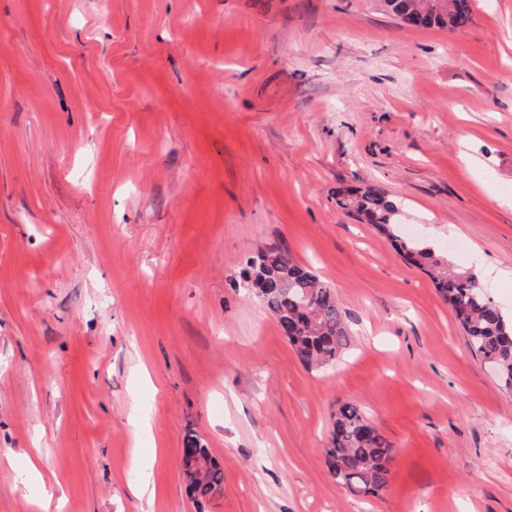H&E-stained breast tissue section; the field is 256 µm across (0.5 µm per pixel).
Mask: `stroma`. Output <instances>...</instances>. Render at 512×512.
I'll return each mask as SVG.
<instances>
[{"label":"stroma","mask_w":512,"mask_h":512,"mask_svg":"<svg viewBox=\"0 0 512 512\" xmlns=\"http://www.w3.org/2000/svg\"><path fill=\"white\" fill-rule=\"evenodd\" d=\"M472 6L0 0V512H512V394L337 204L384 185L450 263L509 270L512 320V0ZM274 244L336 298L335 368L241 284ZM347 402L396 448L376 497L324 463ZM434 0H385L388 9L397 17L422 27L459 30L472 21L471 0H445L448 10L436 12ZM185 463L189 465V459L195 457L194 461H201L206 464L202 474L191 473L187 470L189 486L201 498L214 497L220 494L224 487V473L215 460L210 456L208 448L201 444L200 440L193 435H187L182 448Z\"/></svg>","instance_id":"obj_1"}]
</instances>
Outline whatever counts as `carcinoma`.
I'll use <instances>...</instances> for the list:
<instances>
[{
	"instance_id": "carcinoma-1",
	"label": "carcinoma",
	"mask_w": 512,
	"mask_h": 512,
	"mask_svg": "<svg viewBox=\"0 0 512 512\" xmlns=\"http://www.w3.org/2000/svg\"><path fill=\"white\" fill-rule=\"evenodd\" d=\"M433 0H385L397 17L422 27L464 29L472 21L471 0H446L448 10L435 11ZM339 205L387 236L409 264L429 275L466 335L470 350L495 366L500 386L512 390V322L487 296L477 274L462 270L436 254L428 240L402 232L400 203L379 184L349 192ZM243 285L250 288L272 314L302 365L317 369L339 362L349 345L348 331L336 298L310 270L300 266L287 247L260 251L246 263ZM184 460L206 464L203 473H188L189 486L202 498L220 494L224 473L200 440L188 435ZM325 463L345 490L375 496L392 478L394 448L355 403H345L333 415Z\"/></svg>"
}]
</instances>
